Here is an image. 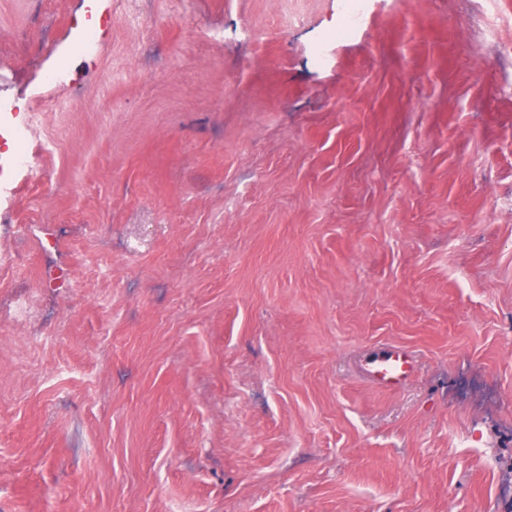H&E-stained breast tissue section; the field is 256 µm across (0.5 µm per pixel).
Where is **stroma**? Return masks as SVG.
Here are the masks:
<instances>
[{
  "label": "stroma",
  "mask_w": 512,
  "mask_h": 512,
  "mask_svg": "<svg viewBox=\"0 0 512 512\" xmlns=\"http://www.w3.org/2000/svg\"><path fill=\"white\" fill-rule=\"evenodd\" d=\"M349 7L0 0V512H512V0ZM366 377L381 387L396 389L406 384L416 371L413 352L402 347L385 348L362 365Z\"/></svg>",
  "instance_id": "obj_1"
}]
</instances>
